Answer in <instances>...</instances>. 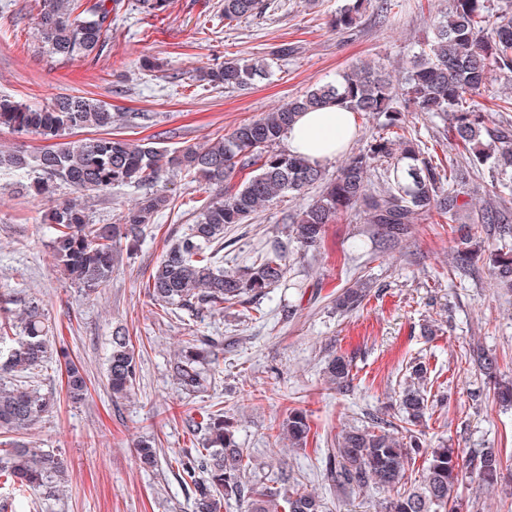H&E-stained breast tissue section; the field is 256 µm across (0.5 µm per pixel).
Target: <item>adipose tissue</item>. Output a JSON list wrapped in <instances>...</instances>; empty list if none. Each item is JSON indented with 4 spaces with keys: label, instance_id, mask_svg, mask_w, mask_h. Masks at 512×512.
Here are the masks:
<instances>
[{
    "label": "adipose tissue",
    "instance_id": "1",
    "mask_svg": "<svg viewBox=\"0 0 512 512\" xmlns=\"http://www.w3.org/2000/svg\"><path fill=\"white\" fill-rule=\"evenodd\" d=\"M357 131L355 113L333 106L298 115L288 132V149L323 162L341 154Z\"/></svg>",
    "mask_w": 512,
    "mask_h": 512
}]
</instances>
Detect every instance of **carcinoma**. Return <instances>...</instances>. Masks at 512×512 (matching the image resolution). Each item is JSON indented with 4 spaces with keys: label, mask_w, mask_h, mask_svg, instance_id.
<instances>
[{
    "label": "carcinoma",
    "mask_w": 512,
    "mask_h": 512,
    "mask_svg": "<svg viewBox=\"0 0 512 512\" xmlns=\"http://www.w3.org/2000/svg\"><path fill=\"white\" fill-rule=\"evenodd\" d=\"M370 0H346L336 9L331 24L348 32L357 27ZM119 0H44L36 22L37 35L49 53L62 59L100 55L112 28V5ZM267 0H224L227 23L262 12ZM512 79V9L493 11L488 0H450L448 11L433 20V38L403 67L400 82L379 65L361 63L327 82L292 98L272 112L242 123L231 133L206 147L192 145L173 151L148 143H134L109 132L117 121H151L149 113H114L105 103L81 95L56 99L44 107H32L9 96H0V128L19 135L35 134L56 140L77 130L97 131L86 137L50 145L32 156L0 149V168L33 171L27 189L35 195L58 186L73 192H103L116 187H146L131 207L122 211L117 224H94L76 199L62 202L48 216L53 264L89 298L112 279L113 251L123 241L134 253L144 242L154 216L165 206L167 196L157 186L170 171L186 172L206 186L224 188V196L210 200L179 239L165 252L149 275L151 300L163 308L175 307L191 315L224 311L264 296L287 272V254L275 247L257 256L238 271L224 269V234L288 193L304 196L321 186L317 199L291 217L294 239L304 249L319 247L326 226L350 209L363 215L376 234L397 242L411 234V226L434 216L459 220V197L467 186L460 165L488 176V199L473 211L466 225L458 228L452 268L467 271L477 250L473 242L485 229L493 231L496 243L487 260L499 285L512 289V95L501 99L495 118L474 101L473 93L485 85L489 72ZM265 63H242L237 59L204 68L197 80L213 88L242 89L264 79ZM336 104L377 120L384 131L352 153L336 176L329 178L318 163L277 149L299 113ZM406 112H425L448 123V145L454 156L443 162L422 148L404 120ZM250 169L239 184L233 175ZM367 296L364 283L356 281L336 296V308L352 312ZM0 298V429L28 430L49 414L54 403L36 388L16 385L8 378L41 365L48 352L49 326L42 302L31 298L20 304L17 320L12 305ZM215 343L202 336L185 341L174 357L173 370L181 391L192 395L202 386L201 367L213 354ZM477 361L495 380L497 396L512 403V385L497 381V358L476 349ZM58 359L65 365V396L72 403L86 400L88 380L81 367L69 360L65 347ZM426 370L411 366V381L401 394L402 430L380 420L362 429L343 431L325 456V480L350 490L374 484L396 492L383 506L384 512H454V498L463 469L475 473L484 484L497 482L502 469L500 455L486 450L465 460L452 448L425 451L429 466L423 486L406 490V465L421 451V438L407 425L419 422L429 410L421 384ZM139 376L135 349L120 332L112 337L108 357L107 385L116 398L131 393ZM327 378L339 391L353 381L351 363L333 359ZM202 447L181 449L165 459L176 467L195 512H221L230 502L244 503L247 512H322L319 497L288 476L282 487L254 479V458L240 447L234 423L221 411L203 420ZM281 435L296 448L307 445L310 425L305 411L293 409L280 425ZM139 459L148 467L159 464L155 442L137 444ZM0 476L22 495L39 492L31 501L33 512H56L61 485L69 471L61 454L13 441L0 455Z\"/></svg>",
    "instance_id": "cac0c4a2"
}]
</instances>
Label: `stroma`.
<instances>
[{
  "mask_svg": "<svg viewBox=\"0 0 512 512\" xmlns=\"http://www.w3.org/2000/svg\"><path fill=\"white\" fill-rule=\"evenodd\" d=\"M121 2L100 57L62 60L35 35L40 0H0V96L32 106L68 95L92 97L116 112L152 116L145 127L114 125L113 134L167 150L202 146L358 63L379 62L397 74L428 35L429 15L448 7V0H422V10L389 19L369 10L344 33L330 25L344 0H280L275 10L230 26L224 0H169L156 17L139 13L135 0ZM284 43L295 46L294 55L276 58ZM146 58L157 69H143ZM227 58L267 60L270 75L235 90L196 80L197 69ZM29 180L0 170V295L42 300L50 347L66 344L81 361L90 395L69 402L54 360H47L20 381L54 396V412L16 436L0 430V442L17 437L62 452L69 469L63 512H193L179 476L163 465L142 468L136 444L153 438L165 457L200 445L194 426L217 410L234 417L240 447L258 463L302 475L324 512H380L389 491L373 485L348 495L334 491L323 478V450L341 431L391 419L409 367L419 360L428 367V391L449 396L447 407L420 425L431 447L445 445L465 456L491 448L503 459L494 486L463 477L457 512H512V407L498 402L470 356L473 347L484 348L497 358L498 378L512 380V294L496 288L486 260L466 275L452 270L454 225L418 224L393 245L350 211L327 226L320 247L305 252L284 221L303 201L280 197L236 226L224 266L235 268L283 245V281L259 307L236 305L192 319L161 311L144 283L214 188L171 173L168 205L141 250L120 256L111 281L87 298L54 270L42 229L48 212L71 192L29 195L19 188ZM138 195L123 187L81 202L93 223L114 224ZM357 280L369 288L361 308L338 312L337 294ZM118 330L135 347L140 375L132 395L115 399L106 387V360ZM192 335L211 338L217 349L204 368L203 389L189 397L179 390L170 361ZM337 355L350 361L354 375L343 391L330 388L324 374ZM294 408L306 411L311 427L303 450L279 434Z\"/></svg>",
  "mask_w": 512,
  "mask_h": 512,
  "instance_id": "stroma-1",
  "label": "stroma"
}]
</instances>
